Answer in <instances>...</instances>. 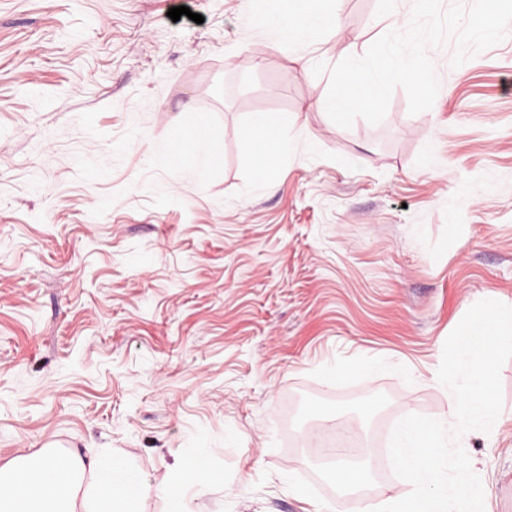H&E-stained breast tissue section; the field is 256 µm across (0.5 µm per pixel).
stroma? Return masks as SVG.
<instances>
[{
  "instance_id": "obj_1",
  "label": "stroma",
  "mask_w": 512,
  "mask_h": 512,
  "mask_svg": "<svg viewBox=\"0 0 512 512\" xmlns=\"http://www.w3.org/2000/svg\"><path fill=\"white\" fill-rule=\"evenodd\" d=\"M189 7L174 21L170 8ZM322 10L304 57L259 14ZM412 0H0V466L108 448L169 479L196 428L232 469L197 512H357L395 493V424L447 416L435 376L477 301L512 304V37L432 108L336 125L316 62L406 29ZM258 112L291 126L256 183ZM209 135L215 167L176 160ZM354 425L378 474L342 493L306 445ZM461 444L512 512V423ZM290 484H283V475Z\"/></svg>"
}]
</instances>
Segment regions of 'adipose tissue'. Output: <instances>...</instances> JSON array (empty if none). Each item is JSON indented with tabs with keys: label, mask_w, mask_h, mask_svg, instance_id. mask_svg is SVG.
<instances>
[{
	"label": "adipose tissue",
	"mask_w": 512,
	"mask_h": 512,
	"mask_svg": "<svg viewBox=\"0 0 512 512\" xmlns=\"http://www.w3.org/2000/svg\"><path fill=\"white\" fill-rule=\"evenodd\" d=\"M331 22V16L320 13L287 22L268 16L261 20L269 41L284 39L290 46L302 52L312 44L315 35ZM245 135L258 145V151L253 157L256 181L263 185L270 184L276 161L287 156L292 149L293 136L290 128L274 122L267 114L259 113L246 126Z\"/></svg>",
	"instance_id": "1"
}]
</instances>
